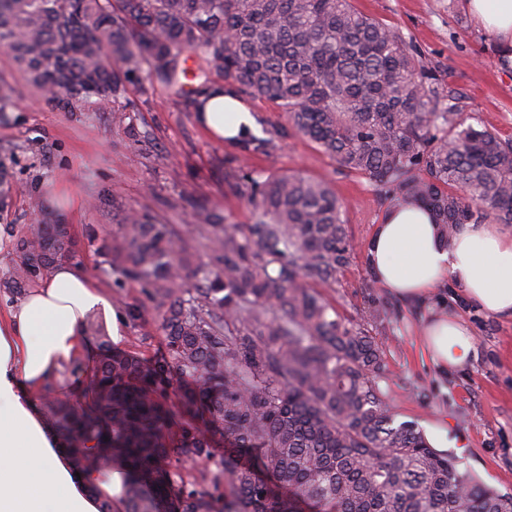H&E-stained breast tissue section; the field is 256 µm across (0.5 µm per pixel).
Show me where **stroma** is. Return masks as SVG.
<instances>
[{
  "label": "stroma",
  "mask_w": 512,
  "mask_h": 512,
  "mask_svg": "<svg viewBox=\"0 0 512 512\" xmlns=\"http://www.w3.org/2000/svg\"><path fill=\"white\" fill-rule=\"evenodd\" d=\"M355 7L400 33L434 65L442 84L456 89L467 123L512 139V60L500 56L465 0H354ZM0 76L13 99L0 118V171L10 191L0 196V315L20 301L10 288L15 245L41 219L68 225L77 242L74 260L112 296L126 319L123 352L153 358L164 347L150 286L125 278L87 240L112 236L134 210L171 225L187 246L190 266L209 263L211 228L200 227L199 208L246 224L251 213L229 193L225 180L241 168L268 174L299 171L330 182L343 202L353 259L332 287L318 292L344 322L383 340L380 381L397 421L420 430L442 427L461 469L500 492L512 493V320L485 313L457 296L452 284L439 293L471 325L477 358L461 370L442 371L427 358L417 328L426 307L369 292L364 251L388 204L365 176L350 173L314 143L291 134L268 153L243 157L215 140L172 89L159 85L141 96L129 87L120 111L68 112L48 104L13 56L0 49ZM390 310L373 320L364 312L372 298Z\"/></svg>",
  "instance_id": "1"
}]
</instances>
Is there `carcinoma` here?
<instances>
[{
	"instance_id": "cac0c4a2",
	"label": "carcinoma",
	"mask_w": 512,
	"mask_h": 512,
	"mask_svg": "<svg viewBox=\"0 0 512 512\" xmlns=\"http://www.w3.org/2000/svg\"><path fill=\"white\" fill-rule=\"evenodd\" d=\"M0 48L69 112L109 109L139 83L193 105L191 58L237 96L274 103L288 131L367 177L392 206L423 205L450 241L458 225L512 224V140L457 120L436 68L352 0H0ZM272 138L241 143L264 154ZM251 223L208 210L216 269L185 287L166 224L127 216L100 252L154 288L165 352L110 348L75 394L48 406L79 470L125 467L123 512H512V496L395 423L383 343L331 317L312 285L352 261L343 203L328 181L241 169L227 182ZM12 287L76 257L65 224H31ZM224 447L218 460L210 449ZM214 463V490L187 484L172 456Z\"/></svg>"
}]
</instances>
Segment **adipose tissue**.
<instances>
[{"label":"adipose tissue","instance_id":"obj_1","mask_svg":"<svg viewBox=\"0 0 512 512\" xmlns=\"http://www.w3.org/2000/svg\"><path fill=\"white\" fill-rule=\"evenodd\" d=\"M469 12L502 52L512 51V0H467ZM199 117L216 138L238 143L256 131L252 109L223 86L198 99ZM373 278L395 298L429 306L418 329L432 364L442 370L469 366L477 356L469 323L454 310L434 307L445 283L487 314L512 319V227L459 225L443 241L428 208L415 205L386 211L366 248ZM98 318L112 342L122 332L112 301L67 263L10 309L0 323V512H100L102 502L123 496L122 470L82 475L64 463L33 408V396L64 369L84 377L90 351L88 318Z\"/></svg>","mask_w":512,"mask_h":512}]
</instances>
